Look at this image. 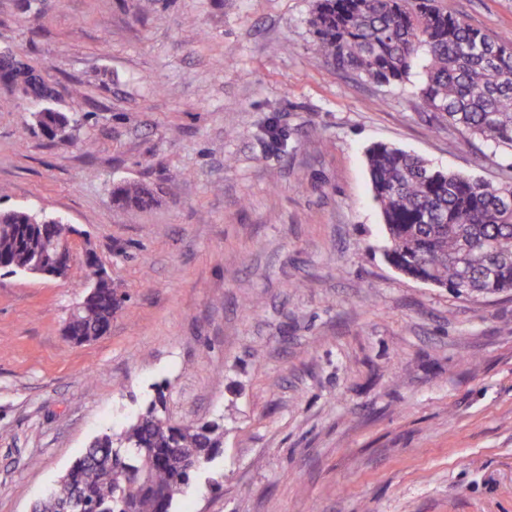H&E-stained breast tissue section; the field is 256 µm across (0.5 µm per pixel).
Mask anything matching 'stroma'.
<instances>
[{"label": "stroma", "mask_w": 512, "mask_h": 512, "mask_svg": "<svg viewBox=\"0 0 512 512\" xmlns=\"http://www.w3.org/2000/svg\"><path fill=\"white\" fill-rule=\"evenodd\" d=\"M439 4L512 30V0ZM313 8L0 0V50L48 70L81 121L49 140L0 85V209L77 231L67 278L0 276V512H30L159 387L170 422L224 429L173 512H512V292L459 296L392 268L365 150L493 185L512 152L464 146L417 78L336 71L310 50ZM118 180L156 205H116ZM88 251L121 301L77 345L65 323Z\"/></svg>", "instance_id": "stroma-1"}]
</instances>
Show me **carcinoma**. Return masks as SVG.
<instances>
[{"label": "carcinoma", "mask_w": 512, "mask_h": 512, "mask_svg": "<svg viewBox=\"0 0 512 512\" xmlns=\"http://www.w3.org/2000/svg\"><path fill=\"white\" fill-rule=\"evenodd\" d=\"M312 51L338 71L381 85L406 81L421 68L420 97L439 120L457 128L463 143L479 139L512 151V30L488 33L441 8L436 0H316L309 20ZM34 68H16L8 84H32ZM39 126L53 139L72 136L78 120L52 106ZM372 193L386 231L384 255L401 274L458 294L512 290V183L490 185L431 166L391 144L365 152ZM112 197L132 210L156 203L154 192L120 181ZM56 218L33 211L0 210V270L26 273L48 261ZM92 253L84 259L96 295L73 310L72 340L90 342L112 323L117 291L101 281ZM164 391L120 433L96 437L35 512H70L74 499L85 512H171L195 470L187 454L213 456L223 447L215 421L156 425Z\"/></svg>", "instance_id": "cac0c4a2"}]
</instances>
